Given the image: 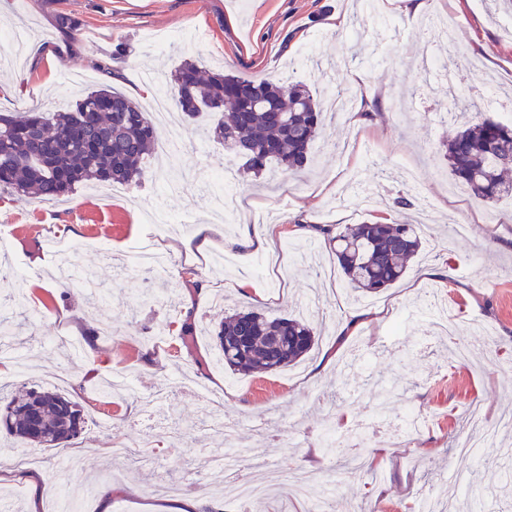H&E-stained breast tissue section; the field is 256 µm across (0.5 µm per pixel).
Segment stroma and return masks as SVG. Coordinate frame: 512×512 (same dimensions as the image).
<instances>
[{
    "instance_id": "stroma-1",
    "label": "stroma",
    "mask_w": 512,
    "mask_h": 512,
    "mask_svg": "<svg viewBox=\"0 0 512 512\" xmlns=\"http://www.w3.org/2000/svg\"><path fill=\"white\" fill-rule=\"evenodd\" d=\"M387 0H0V30L26 32L21 58L0 64V111L69 108L82 92L102 84L149 105V91L169 88L182 61L224 69L251 79L288 80L297 58L300 78L313 93L324 83L358 100L351 81L383 84L386 104L374 105L381 133H355L348 119L324 126L305 172L271 169L266 175L235 171L239 211L215 222L206 197L192 183L164 191L167 143L158 139L140 183L81 185L53 204L22 195L0 197V303L27 364L0 392L48 387L86 410L85 428L69 450L79 471L61 469L62 456L40 450L30 467L22 443L0 436V502L11 512H50L45 494H34L25 475L38 470L48 488L63 489L81 512H169L176 496L195 495L198 512H306L300 500L271 490L239 500L235 483L210 484L208 472L224 454L214 421L236 424L243 474L259 478L275 469L292 479L315 474L331 495L328 512H418L422 499L448 494L454 512H512L506 475L480 459L457 454L473 428L468 411L481 406L487 421L512 413V200L490 205L457 183L438 156L455 123L442 113L469 106V121L508 123L512 105V8L501 0H433L419 15L386 9ZM67 12L80 31L55 27ZM448 19L450 42L438 56H452L451 80L420 77L423 47L415 33L429 18ZM125 43L124 68L135 81H109L94 66ZM213 115L183 122L178 162L199 170L223 166L227 152L207 137ZM359 136L356 152L329 151ZM414 168L418 186L403 170ZM328 191H321V184ZM431 200L419 211V193ZM467 221L464 233L436 223L439 215ZM425 220L426 237L404 280L377 294L354 297L318 225L414 223ZM218 231L204 253L187 251L198 225ZM246 224H273L277 252L287 263L257 277L250 250L236 246ZM55 237L90 242L74 262L96 285L97 295L63 291L57 283ZM153 238L170 260L152 283L128 261L130 246ZM430 266L448 271L442 280L418 281ZM245 291H237L235 283ZM202 288L193 307L188 291ZM255 306L270 315L314 320L319 334L311 353L295 366L272 373L239 374L224 368L211 328L226 314ZM390 307L380 324L349 340L339 331L349 311ZM452 322L470 348L466 362L452 360L435 318ZM108 321L112 334L95 338L79 354L63 339L79 337ZM193 333H182L184 322ZM335 361L323 377L315 371L329 347ZM166 395L156 419L142 416L138 393ZM348 415L359 445L342 457L368 458L361 470L342 473L322 453L327 419ZM421 415L413 432L391 427ZM153 450L150 465L135 469L113 456V443ZM319 449V466L303 462ZM116 488L109 502L100 491Z\"/></svg>"
}]
</instances>
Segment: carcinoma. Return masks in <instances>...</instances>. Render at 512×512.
<instances>
[{
  "mask_svg": "<svg viewBox=\"0 0 512 512\" xmlns=\"http://www.w3.org/2000/svg\"><path fill=\"white\" fill-rule=\"evenodd\" d=\"M126 48L114 47L97 65L112 75ZM172 99L195 119L220 115L214 137L258 175L274 164L296 172L324 125L323 104L301 80L270 82L233 74L207 77L191 61L172 75ZM157 129L148 113L125 94L102 85L67 109L0 114V194L27 193L57 200L88 182H139L152 154ZM449 174L486 203L512 199V125L490 118L457 128L443 141ZM320 231L333 245L347 287L377 293L399 281L407 262L421 248L414 224H351ZM224 366L248 373L276 372L296 364L314 347L315 331L306 319L270 317L257 309L224 317L211 331ZM0 425L35 448H65L84 429L81 405L51 389L31 388L4 398Z\"/></svg>",
  "mask_w": 512,
  "mask_h": 512,
  "instance_id": "obj_1",
  "label": "carcinoma"
}]
</instances>
